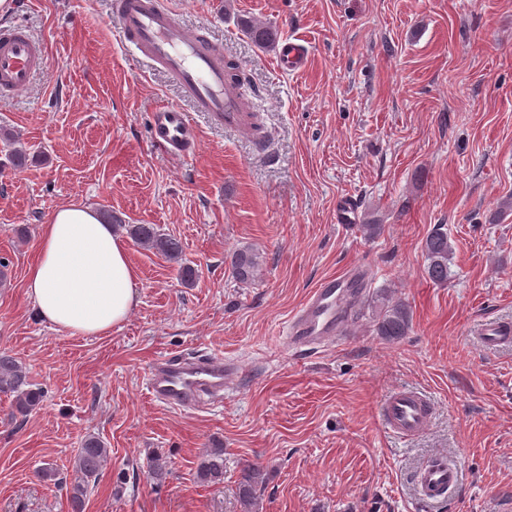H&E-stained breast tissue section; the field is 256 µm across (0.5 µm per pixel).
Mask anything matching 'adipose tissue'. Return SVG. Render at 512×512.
Returning a JSON list of instances; mask_svg holds the SVG:
<instances>
[{
	"label": "adipose tissue",
	"mask_w": 512,
	"mask_h": 512,
	"mask_svg": "<svg viewBox=\"0 0 512 512\" xmlns=\"http://www.w3.org/2000/svg\"><path fill=\"white\" fill-rule=\"evenodd\" d=\"M138 271L126 239L93 209L58 207L43 224L26 293L37 314L74 336H101L138 303Z\"/></svg>",
	"instance_id": "adipose-tissue-1"
}]
</instances>
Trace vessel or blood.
I'll return each instance as SVG.
<instances>
[{"instance_id":"obj_1","label":"vessel or blood","mask_w":512,"mask_h":512,"mask_svg":"<svg viewBox=\"0 0 512 512\" xmlns=\"http://www.w3.org/2000/svg\"><path fill=\"white\" fill-rule=\"evenodd\" d=\"M114 18L126 46L167 73L192 105L188 111L175 104L155 111V146L185 159L194 157L197 142L191 115L195 112L207 115L216 124L232 128L247 125L248 107L227 74L222 51L209 39L181 25L166 0H116ZM307 58L303 40L288 37L275 61L280 70L296 72L304 68ZM46 63L41 42L25 28L0 30L1 94L27 88ZM369 278L367 270L353 266L321 280L293 318L289 327L291 342L315 348L349 335L353 311L362 300ZM236 374V365L223 357L174 353L149 368L146 389L154 401L192 408L222 400L225 387ZM430 417V402L412 391L392 392L382 405L386 428L404 437L423 432ZM419 482L428 499L455 488L458 471L441 457L423 467Z\"/></svg>"}]
</instances>
